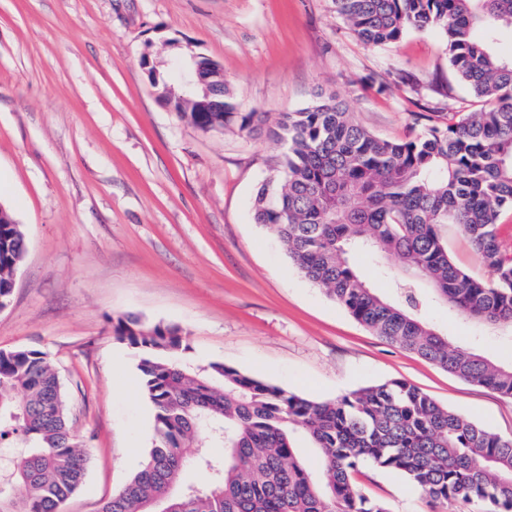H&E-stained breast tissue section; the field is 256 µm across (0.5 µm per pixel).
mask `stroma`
Listing matches in <instances>:
<instances>
[{"label": "stroma", "instance_id": "1", "mask_svg": "<svg viewBox=\"0 0 512 512\" xmlns=\"http://www.w3.org/2000/svg\"><path fill=\"white\" fill-rule=\"evenodd\" d=\"M191 53L221 64L240 111L274 117L323 90L389 140L424 134L426 114L482 107L439 31L370 47L332 0H0V206L27 245L0 309V351H41L59 375L87 451L63 512H99L153 446L138 351L113 331L125 315L179 327L193 368L221 361L311 399L400 379L512 437V399L375 336L255 222L253 200L278 175L284 146L234 125L204 132L171 111L150 73ZM438 232L457 265L488 278L457 225ZM353 261L394 298L399 257ZM419 294L451 345L512 363L511 325L464 319L428 287ZM355 481L389 512L479 510L430 502L370 464Z\"/></svg>", "mask_w": 512, "mask_h": 512}]
</instances>
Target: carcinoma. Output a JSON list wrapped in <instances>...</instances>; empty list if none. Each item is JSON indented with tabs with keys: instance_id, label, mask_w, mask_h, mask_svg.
I'll use <instances>...</instances> for the list:
<instances>
[{
	"instance_id": "obj_1",
	"label": "carcinoma",
	"mask_w": 512,
	"mask_h": 512,
	"mask_svg": "<svg viewBox=\"0 0 512 512\" xmlns=\"http://www.w3.org/2000/svg\"><path fill=\"white\" fill-rule=\"evenodd\" d=\"M364 44L381 47L409 30L437 29L457 79L487 107L432 122L407 141L375 136L334 95L281 112L270 136L287 143L282 177L258 191L256 223L273 230L294 268L385 342L448 373L512 398V365L452 346L419 314L417 280L466 319L512 323V255L499 237L512 208V57L497 48L512 32V0H333ZM211 111L202 96L174 98L184 116L212 129L253 132L267 118L239 112L218 79ZM457 224L491 274L478 280L448 255L437 226ZM366 251L398 256L395 303L368 287L350 260ZM26 253L16 224L0 223V300ZM114 332L139 349L138 369L154 410V445L142 467L101 512H388L353 476L370 463L398 472L434 502H476L512 512V439L393 380L317 401L222 362L181 361L180 329L117 318ZM304 435L322 459L310 471L295 448ZM22 452L0 476V512H62L83 485L87 453L67 415L57 373L37 350L0 351V442ZM197 449L190 457L186 449ZM215 448L224 449L217 455ZM208 475L181 481L189 466Z\"/></svg>"
}]
</instances>
